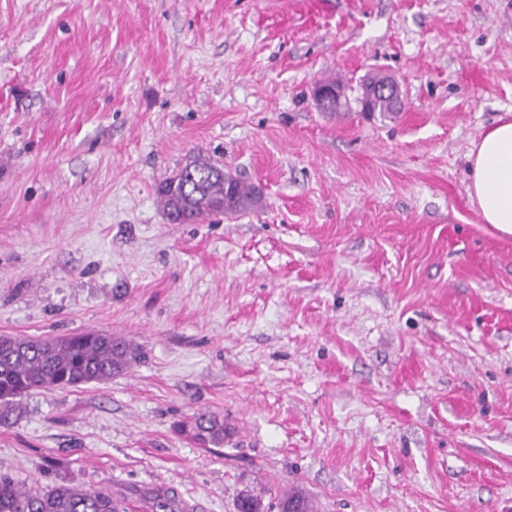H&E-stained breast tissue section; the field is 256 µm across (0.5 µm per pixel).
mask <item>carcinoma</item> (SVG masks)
Here are the masks:
<instances>
[{
    "mask_svg": "<svg viewBox=\"0 0 512 512\" xmlns=\"http://www.w3.org/2000/svg\"><path fill=\"white\" fill-rule=\"evenodd\" d=\"M167 217L194 224L212 215L234 216L263 205L257 188L199 150L158 186ZM136 359L131 342L103 330L74 336H0V407L36 389H67L105 383ZM178 431L204 446L221 447L229 428L218 417L200 412ZM312 501L291 492L278 502L279 512H310ZM150 512H186L174 493L149 497ZM0 512H124L123 501L104 488L71 481L47 487H23L0 474Z\"/></svg>",
    "mask_w": 512,
    "mask_h": 512,
    "instance_id": "1",
    "label": "carcinoma"
}]
</instances>
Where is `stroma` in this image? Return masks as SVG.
<instances>
[{
  "label": "stroma",
  "mask_w": 512,
  "mask_h": 512,
  "mask_svg": "<svg viewBox=\"0 0 512 512\" xmlns=\"http://www.w3.org/2000/svg\"><path fill=\"white\" fill-rule=\"evenodd\" d=\"M395 75L394 119L311 90ZM512 113V0H0V336L137 358L39 390L0 473L236 512H512V237L468 194ZM201 150L261 210L173 224ZM231 427L207 450L177 426ZM326 83L341 84L336 80L316 83L312 90L314 99L322 109L330 107L340 108L343 101L347 102L349 100L347 89L338 85H327Z\"/></svg>",
  "instance_id": "1"
}]
</instances>
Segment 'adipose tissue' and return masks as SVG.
I'll list each match as a JSON object with an SVG mask.
<instances>
[{
	"label": "adipose tissue",
	"mask_w": 512,
	"mask_h": 512,
	"mask_svg": "<svg viewBox=\"0 0 512 512\" xmlns=\"http://www.w3.org/2000/svg\"><path fill=\"white\" fill-rule=\"evenodd\" d=\"M469 195L481 220L512 236V120L502 119L474 142L469 153Z\"/></svg>",
	"instance_id": "obj_1"
}]
</instances>
